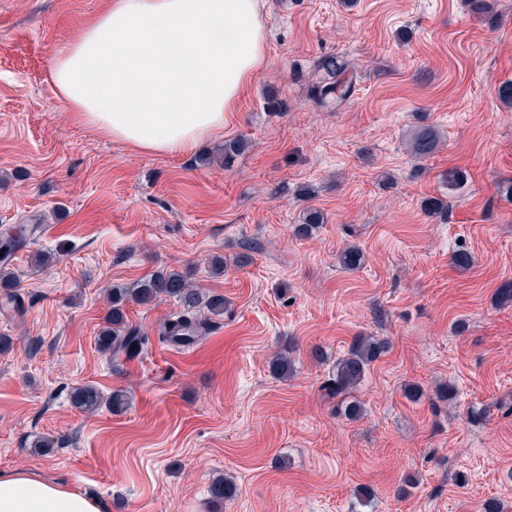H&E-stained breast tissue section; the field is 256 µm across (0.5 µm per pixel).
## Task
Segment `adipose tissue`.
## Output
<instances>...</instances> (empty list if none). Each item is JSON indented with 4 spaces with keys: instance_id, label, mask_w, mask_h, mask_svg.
Wrapping results in <instances>:
<instances>
[{
    "instance_id": "obj_1",
    "label": "adipose tissue",
    "mask_w": 512,
    "mask_h": 512,
    "mask_svg": "<svg viewBox=\"0 0 512 512\" xmlns=\"http://www.w3.org/2000/svg\"><path fill=\"white\" fill-rule=\"evenodd\" d=\"M265 63L258 0H107L49 78L77 119L149 153H186L224 129ZM25 471L0 475V512H104Z\"/></svg>"
}]
</instances>
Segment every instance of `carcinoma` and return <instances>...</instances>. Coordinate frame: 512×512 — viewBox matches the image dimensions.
<instances>
[{
	"label": "carcinoma",
	"mask_w": 512,
	"mask_h": 512,
	"mask_svg": "<svg viewBox=\"0 0 512 512\" xmlns=\"http://www.w3.org/2000/svg\"><path fill=\"white\" fill-rule=\"evenodd\" d=\"M315 68L323 73V78L313 86L312 96L323 108L339 105L347 100L353 89L351 62L342 56L320 57ZM441 143V135L432 126L418 130L411 141V150L418 157L432 154ZM27 227L14 226L11 232L0 240V288L14 287V273L7 269L16 246L25 237ZM364 262L363 252L354 245L338 255V264L344 270H353ZM158 299H170L178 307V312L165 323L162 336L180 344H190L205 334L215 319L224 316V295L208 293L196 288L188 280V275L179 271H158L137 280L130 285H114L108 291L110 310L104 326L98 333V347L105 354L119 353L132 355L142 347L144 332L126 319L130 304L148 305ZM387 349V342L374 336L357 337L348 353L336 359L330 386L338 397H344L364 381L373 362ZM295 368L294 359L284 353L272 362V372L280 378L289 377ZM73 404L84 412L93 413L106 406L120 412L126 404L125 396L117 391L105 397L92 385H84L72 392ZM210 496L215 501L233 498V483L224 478L212 482Z\"/></svg>",
	"instance_id": "obj_1"
}]
</instances>
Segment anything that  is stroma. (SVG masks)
Listing matches in <instances>:
<instances>
[{"instance_id":"1","label":"stroma","mask_w":512,"mask_h":512,"mask_svg":"<svg viewBox=\"0 0 512 512\" xmlns=\"http://www.w3.org/2000/svg\"><path fill=\"white\" fill-rule=\"evenodd\" d=\"M103 4L0 0V234L40 227L0 309V473L64 482L105 512H350L360 486L374 512H512V306L494 302L512 282V0H261L266 63L223 133L185 154L113 142L58 100L48 62ZM326 54L351 60L354 95L322 109ZM425 125L441 144L418 159ZM239 138L229 164L205 163ZM439 196L443 217L424 209ZM309 208L324 222L298 235ZM350 244L365 255L351 272L336 261ZM461 247L470 267L451 261ZM162 268L224 295L223 317L182 348L159 334L173 301L133 304L145 344L102 354L107 288ZM360 335L389 349L346 421L327 383ZM284 351L287 380L270 369ZM87 384L125 391L126 410L79 411ZM219 476L236 487L221 504Z\"/></svg>"}]
</instances>
